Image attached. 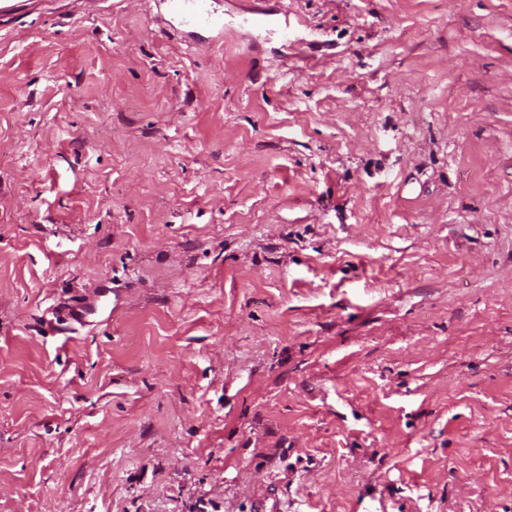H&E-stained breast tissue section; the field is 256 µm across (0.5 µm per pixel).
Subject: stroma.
Returning <instances> with one entry per match:
<instances>
[{
  "label": "stroma",
  "instance_id": "1",
  "mask_svg": "<svg viewBox=\"0 0 512 512\" xmlns=\"http://www.w3.org/2000/svg\"><path fill=\"white\" fill-rule=\"evenodd\" d=\"M17 3L0 512H512V0Z\"/></svg>",
  "mask_w": 512,
  "mask_h": 512
}]
</instances>
